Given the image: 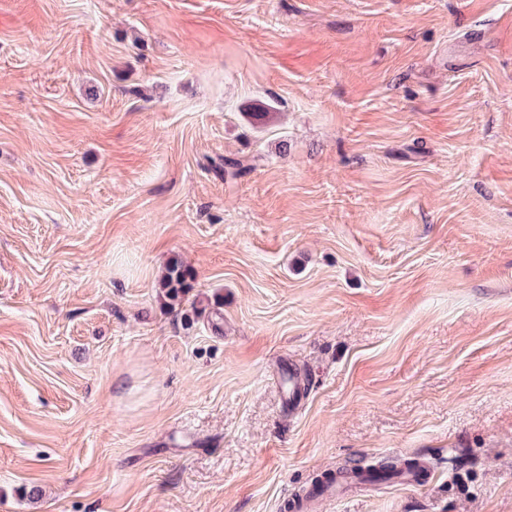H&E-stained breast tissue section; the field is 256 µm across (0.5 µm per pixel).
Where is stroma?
I'll return each mask as SVG.
<instances>
[{
	"instance_id": "stroma-1",
	"label": "stroma",
	"mask_w": 512,
	"mask_h": 512,
	"mask_svg": "<svg viewBox=\"0 0 512 512\" xmlns=\"http://www.w3.org/2000/svg\"><path fill=\"white\" fill-rule=\"evenodd\" d=\"M393 458L317 512H512V0H0V512ZM194 278V272L178 259H173L167 265L159 279V288L171 309L176 310V305L179 307L182 304L192 289L190 281Z\"/></svg>"
}]
</instances>
